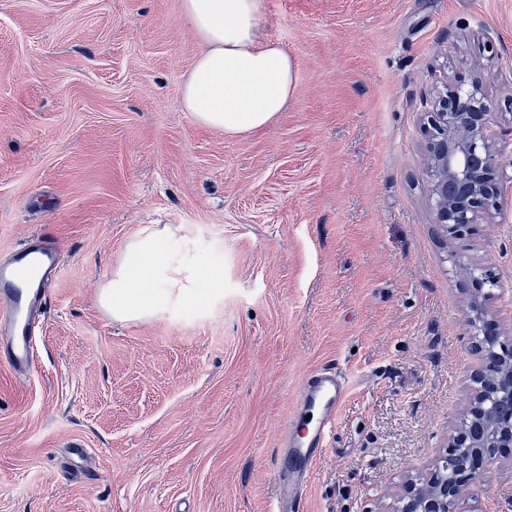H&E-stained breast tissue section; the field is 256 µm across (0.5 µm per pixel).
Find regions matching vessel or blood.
I'll list each match as a JSON object with an SVG mask.
<instances>
[{
  "label": "vessel or blood",
  "mask_w": 512,
  "mask_h": 512,
  "mask_svg": "<svg viewBox=\"0 0 512 512\" xmlns=\"http://www.w3.org/2000/svg\"><path fill=\"white\" fill-rule=\"evenodd\" d=\"M61 274L58 253L47 237L15 250L0 265V363L29 372L34 368L36 334L49 301L48 286ZM348 390L333 367L313 373L297 397L286 443L277 459L279 496L272 512H304V490L318 458L325 454L336 416Z\"/></svg>",
  "instance_id": "obj_1"
}]
</instances>
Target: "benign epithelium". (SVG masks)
I'll list each match as a JSON object with an SVG mask.
<instances>
[{
    "mask_svg": "<svg viewBox=\"0 0 512 512\" xmlns=\"http://www.w3.org/2000/svg\"><path fill=\"white\" fill-rule=\"evenodd\" d=\"M431 142L427 174L437 223L456 234L498 208L508 189L492 153L498 136L494 115L476 87L448 90L427 115ZM468 321L483 324L488 342L479 347V365L469 374L467 416L477 430L448 437V449L436 463L437 475L420 486L409 482L397 512H453L458 498L476 485L495 460L512 461V418L496 417V403H512V345L500 341V320L486 318L477 301Z\"/></svg>",
    "mask_w": 512,
    "mask_h": 512,
    "instance_id": "obj_1",
    "label": "benign epithelium"
}]
</instances>
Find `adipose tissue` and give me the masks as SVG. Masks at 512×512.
Here are the masks:
<instances>
[{"label": "adipose tissue", "mask_w": 512, "mask_h": 512, "mask_svg": "<svg viewBox=\"0 0 512 512\" xmlns=\"http://www.w3.org/2000/svg\"><path fill=\"white\" fill-rule=\"evenodd\" d=\"M260 0H182V11L203 50L180 87L185 111L208 128L244 135L269 124L295 86V66L281 44L258 36ZM170 228L142 229L124 247L100 287V306L117 321H147L173 292L200 296L219 282L192 258L169 261Z\"/></svg>", "instance_id": "adipose-tissue-1"}]
</instances>
